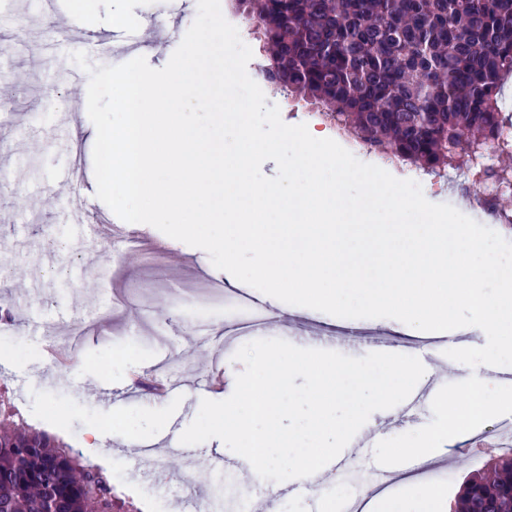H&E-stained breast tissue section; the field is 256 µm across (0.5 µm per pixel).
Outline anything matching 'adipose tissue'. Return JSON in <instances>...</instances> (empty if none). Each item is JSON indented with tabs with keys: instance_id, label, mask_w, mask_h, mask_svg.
I'll return each instance as SVG.
<instances>
[{
	"instance_id": "1",
	"label": "adipose tissue",
	"mask_w": 512,
	"mask_h": 512,
	"mask_svg": "<svg viewBox=\"0 0 512 512\" xmlns=\"http://www.w3.org/2000/svg\"><path fill=\"white\" fill-rule=\"evenodd\" d=\"M298 372L313 379L311 399L316 411L315 426L318 430L335 434L341 445L345 446L353 435L370 430L376 425L373 413L368 411L353 413L341 423L327 417V410L343 394L348 371L323 358H298L285 366L267 361L254 364L244 374L229 372L227 393L204 401L211 414L210 430L215 434L244 437L245 444L241 455L249 464L252 479L260 483L261 496L266 498L280 496L285 485L264 480L263 475L270 463L268 451L272 448L292 447L293 439L287 431L276 425L255 428V416L259 409H272L283 380ZM336 453V448L320 440L301 449L291 468L288 482H319L326 459Z\"/></svg>"
}]
</instances>
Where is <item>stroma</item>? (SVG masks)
<instances>
[{
    "instance_id": "obj_1",
    "label": "stroma",
    "mask_w": 512,
    "mask_h": 512,
    "mask_svg": "<svg viewBox=\"0 0 512 512\" xmlns=\"http://www.w3.org/2000/svg\"><path fill=\"white\" fill-rule=\"evenodd\" d=\"M224 18L234 25L252 50L247 64L251 79L265 96H273L264 82L260 63L269 56L260 33L233 5L221 0ZM59 6L72 19L65 31L46 21L39 0H0V82H9V122L0 125V141L12 144L7 170L18 182L0 189V245L6 252L11 279L0 285V399L11 402L27 425L59 423L66 440L83 462L122 473L119 494L135 512H154L152 503L171 497L169 512H199L216 473L246 476L235 440L217 444L209 431V417L198 398L224 392L213 382L215 370L236 368L233 356L241 340H228L224 307L213 302L206 284H223L224 273L208 254L174 242L148 224H132V235L144 237L147 247H163L179 257L177 265L157 270L142 259L112 263V248L95 236L91 225L71 223L63 207L49 208L43 200L53 194L65 175L83 186L94 211L117 223L112 210L96 196L91 135L93 124L80 113L76 133L54 120L69 109L70 80L88 81L86 71L70 59L85 50L88 40L111 41L131 34L137 22L158 20L165 27L187 32L197 16V0H124L132 24H113V0H101L96 16L79 18L70 0ZM281 119L326 132L359 161L378 164L367 149L341 136L321 109L301 95L283 98ZM264 338H278L301 348L359 356L368 339L346 337L332 342L336 327L377 331L380 319L348 320L310 308L281 304L269 310ZM207 325L198 333V325ZM135 372L162 381L168 392L154 397L126 382ZM312 381L300 375L286 382L273 413L286 425L298 446L313 433ZM501 423L493 418L468 439L453 447L451 469L420 471L422 483L438 488L433 503H421L422 512H449L465 481L486 469L497 456L496 434ZM140 435L143 446L132 454L123 449L127 433ZM99 446L84 451L85 442ZM196 447L190 480L169 484V442ZM339 474H324L322 499L313 503L306 494L286 492L272 502V512H336Z\"/></svg>"
}]
</instances>
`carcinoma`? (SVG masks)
Listing matches in <instances>:
<instances>
[{"label": "carcinoma", "mask_w": 512, "mask_h": 512, "mask_svg": "<svg viewBox=\"0 0 512 512\" xmlns=\"http://www.w3.org/2000/svg\"><path fill=\"white\" fill-rule=\"evenodd\" d=\"M269 49L265 79L328 109L371 151L427 174L512 155L500 91L512 0H240ZM112 479L0 403V512H125ZM453 512H512V464L477 475Z\"/></svg>", "instance_id": "carcinoma-1"}]
</instances>
